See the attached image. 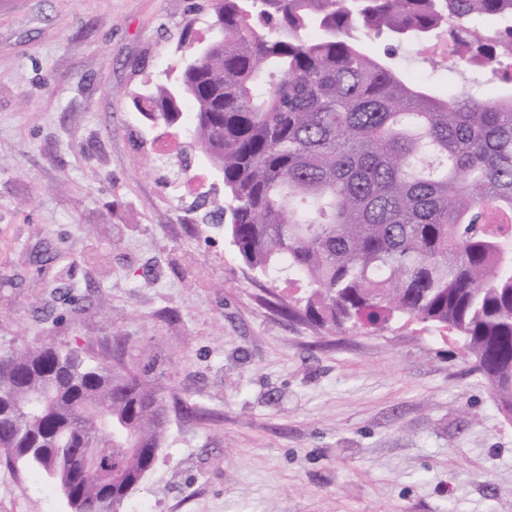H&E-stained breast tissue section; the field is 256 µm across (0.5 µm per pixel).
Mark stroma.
<instances>
[{
  "label": "stroma",
  "instance_id": "1",
  "mask_svg": "<svg viewBox=\"0 0 512 512\" xmlns=\"http://www.w3.org/2000/svg\"><path fill=\"white\" fill-rule=\"evenodd\" d=\"M210 0H0V349L50 341L111 363L112 339L168 404L162 452L121 512H512V420L462 344L420 321L338 331L304 282L239 258L199 195L224 194L186 127L135 100ZM396 63L490 91L436 44ZM195 403L189 419L181 401ZM0 512H71L0 458Z\"/></svg>",
  "mask_w": 512,
  "mask_h": 512
}]
</instances>
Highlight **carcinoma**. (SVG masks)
Masks as SVG:
<instances>
[{
  "label": "carcinoma",
  "mask_w": 512,
  "mask_h": 512,
  "mask_svg": "<svg viewBox=\"0 0 512 512\" xmlns=\"http://www.w3.org/2000/svg\"><path fill=\"white\" fill-rule=\"evenodd\" d=\"M223 37L187 39L179 66L136 101L185 122L219 163L230 240L264 275L311 289L305 315L343 329L395 318L459 337L512 419V0H213ZM447 36L458 60L506 87L439 96L396 51ZM380 39L382 52H368ZM93 363L47 342L0 351V452L44 472L72 512L117 508L163 445L167 402L124 361ZM93 440L108 468L61 457Z\"/></svg>",
  "instance_id": "obj_1"
}]
</instances>
